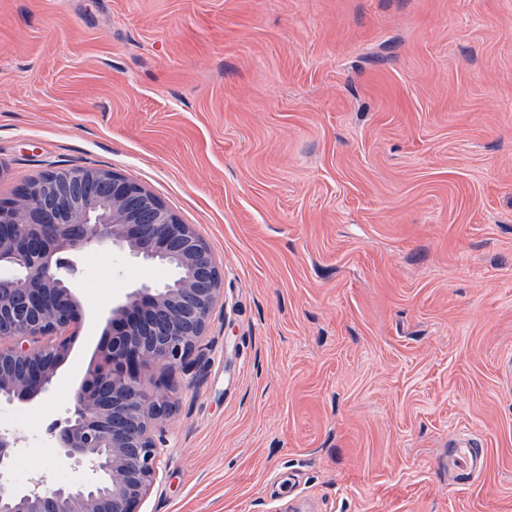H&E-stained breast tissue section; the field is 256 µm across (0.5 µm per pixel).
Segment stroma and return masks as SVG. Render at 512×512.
Masks as SVG:
<instances>
[{"instance_id": "obj_1", "label": "stroma", "mask_w": 512, "mask_h": 512, "mask_svg": "<svg viewBox=\"0 0 512 512\" xmlns=\"http://www.w3.org/2000/svg\"><path fill=\"white\" fill-rule=\"evenodd\" d=\"M84 167L222 274L198 379L137 373L170 401L140 512H512V0H0V202ZM74 261L52 392L0 405L19 486L81 480L48 432L113 302L170 275ZM474 444L463 440L448 441V463L460 466V471L469 473L474 466V457L477 448Z\"/></svg>"}]
</instances>
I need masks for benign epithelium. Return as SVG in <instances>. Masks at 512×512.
<instances>
[{
    "label": "benign epithelium",
    "instance_id": "1",
    "mask_svg": "<svg viewBox=\"0 0 512 512\" xmlns=\"http://www.w3.org/2000/svg\"><path fill=\"white\" fill-rule=\"evenodd\" d=\"M111 245L167 267L172 276L129 292L110 311L105 360L73 395L71 416L51 430L54 450L83 473L24 488L6 471L18 444L0 430V512H140L162 479L151 420L169 408L149 400L135 370L186 371L222 293L210 246L140 183L104 168L51 170L0 204V403L49 392L78 319L71 255Z\"/></svg>",
    "mask_w": 512,
    "mask_h": 512
}]
</instances>
